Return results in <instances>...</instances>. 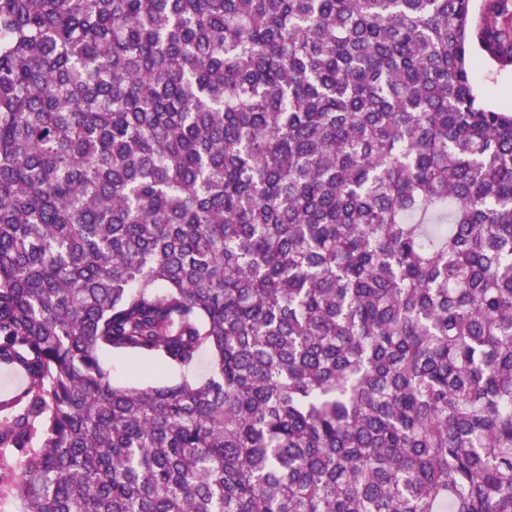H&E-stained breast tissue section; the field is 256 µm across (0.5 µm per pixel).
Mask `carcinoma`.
<instances>
[{
    "instance_id": "obj_1",
    "label": "carcinoma",
    "mask_w": 512,
    "mask_h": 512,
    "mask_svg": "<svg viewBox=\"0 0 512 512\" xmlns=\"http://www.w3.org/2000/svg\"><path fill=\"white\" fill-rule=\"evenodd\" d=\"M474 52L512 0H0V512H512ZM101 361L112 370V377L117 382H126L130 375L141 368L150 366L152 373L149 382L154 384L175 383L181 380L183 372L178 369L147 361L133 355L103 353ZM25 383L24 372L13 366L0 367V400L3 396L16 398L21 394Z\"/></svg>"
}]
</instances>
